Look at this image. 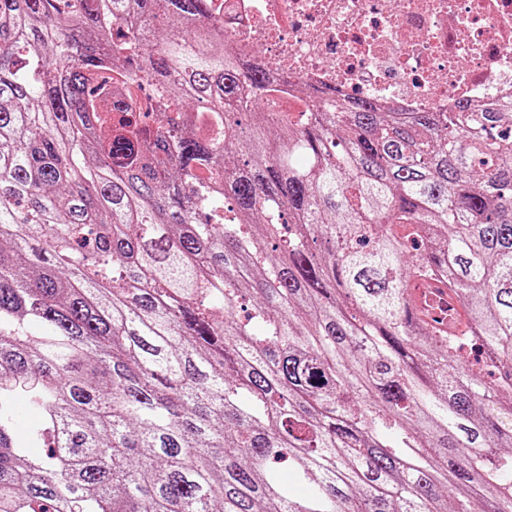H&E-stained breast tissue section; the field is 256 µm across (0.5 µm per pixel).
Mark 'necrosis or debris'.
Segmentation results:
<instances>
[{
  "label": "necrosis or debris",
  "instance_id": "obj_1",
  "mask_svg": "<svg viewBox=\"0 0 512 512\" xmlns=\"http://www.w3.org/2000/svg\"><path fill=\"white\" fill-rule=\"evenodd\" d=\"M283 112L331 86L399 112L512 98V0H215Z\"/></svg>",
  "mask_w": 512,
  "mask_h": 512
}]
</instances>
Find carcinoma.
Here are the masks:
<instances>
[{"instance_id": "carcinoma-1", "label": "carcinoma", "mask_w": 512, "mask_h": 512, "mask_svg": "<svg viewBox=\"0 0 512 512\" xmlns=\"http://www.w3.org/2000/svg\"><path fill=\"white\" fill-rule=\"evenodd\" d=\"M217 14L0 0V512H512V101L271 112ZM114 94L118 96L133 110L151 112L158 105L157 98L149 91L135 86L114 84Z\"/></svg>"}]
</instances>
